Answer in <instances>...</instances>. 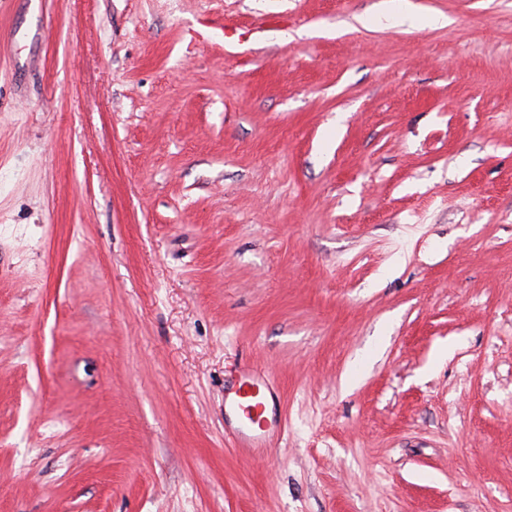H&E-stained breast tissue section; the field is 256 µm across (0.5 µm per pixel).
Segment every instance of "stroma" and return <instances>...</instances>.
Returning a JSON list of instances; mask_svg holds the SVG:
<instances>
[{
	"mask_svg": "<svg viewBox=\"0 0 512 512\" xmlns=\"http://www.w3.org/2000/svg\"><path fill=\"white\" fill-rule=\"evenodd\" d=\"M380 2L0 0V512H512V0ZM364 22L368 24H384V22H391L395 25H413L415 22V15L407 10H395L387 3H382V7L380 10L369 16L364 18ZM272 392L264 372L254 367L242 370L240 379L224 392V424L230 425L239 448H269L276 431L284 432L281 421H270L266 415ZM244 414L257 428L232 427L231 414Z\"/></svg>",
	"mask_w": 512,
	"mask_h": 512,
	"instance_id": "35a3bbf8",
	"label": "stroma"
}]
</instances>
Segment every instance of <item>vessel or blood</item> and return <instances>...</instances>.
I'll use <instances>...</instances> for the list:
<instances>
[{
  "label": "vessel or blood",
  "mask_w": 512,
  "mask_h": 512,
  "mask_svg": "<svg viewBox=\"0 0 512 512\" xmlns=\"http://www.w3.org/2000/svg\"><path fill=\"white\" fill-rule=\"evenodd\" d=\"M272 392L264 372L254 367L242 370L239 380L224 392V412L228 415H245L249 426L234 428L239 447L268 448L282 424L267 417V407Z\"/></svg>",
  "instance_id": "vessel-or-blood-1"
}]
</instances>
